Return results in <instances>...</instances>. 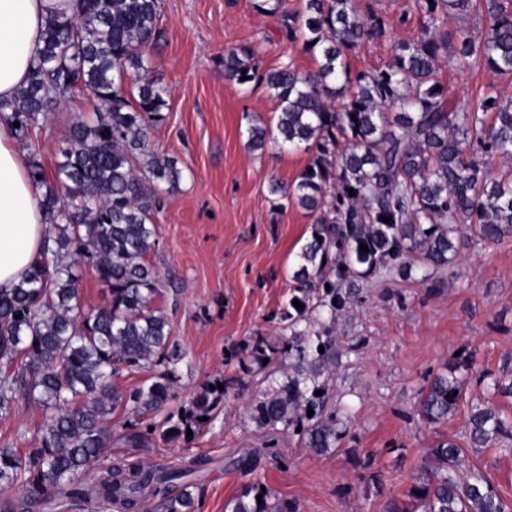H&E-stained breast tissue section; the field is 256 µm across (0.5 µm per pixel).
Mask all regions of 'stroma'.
<instances>
[{
  "mask_svg": "<svg viewBox=\"0 0 512 512\" xmlns=\"http://www.w3.org/2000/svg\"><path fill=\"white\" fill-rule=\"evenodd\" d=\"M257 2L161 0L160 38L149 62L168 90L151 141L183 171L178 190L164 194L154 216L157 245L148 256L160 275L152 305L168 317L186 353L166 411L183 409L216 380L228 388L191 439L136 451L116 445L105 462L173 466L206 456L209 465L191 489L197 512H224L256 485L296 502L299 512H392L407 503L424 449L460 436L471 407H493L512 422V397L492 386L512 380V240L464 239L456 265L424 283L377 277L361 283L336 319V367L321 376L341 415L335 448L317 454L292 433L257 429L246 402L262 390V378L244 373L240 361L255 337L290 340L287 323L275 315L288 306L296 254L314 224L295 204L274 208L269 184L294 182L312 156L272 145L248 149L253 120L270 119L278 102L264 87L225 81L224 54L248 46L264 71L287 61L303 72L317 68L316 54L285 37V13L301 12L304 0H284L280 15L258 12ZM409 2L354 0L384 17L399 39L420 32L419 15L399 21ZM441 79L460 97L512 91V76L485 67L446 70ZM95 116L77 93L34 132L17 131L16 140L51 176L72 123ZM451 367L465 382L466 399L444 422L428 423L418 414L419 393ZM44 419L41 406L20 400L0 418V448L27 455ZM243 457L252 461L246 472L237 467ZM466 465L485 473L512 507V437L469 453Z\"/></svg>",
  "mask_w": 512,
  "mask_h": 512,
  "instance_id": "obj_1",
  "label": "stroma"
}]
</instances>
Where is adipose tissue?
Masks as SVG:
<instances>
[{"mask_svg":"<svg viewBox=\"0 0 512 512\" xmlns=\"http://www.w3.org/2000/svg\"><path fill=\"white\" fill-rule=\"evenodd\" d=\"M71 0H0V99L25 84L50 15L70 13ZM29 156L14 125L0 121V289L17 284L41 251L48 226L29 176Z\"/></svg>","mask_w":512,"mask_h":512,"instance_id":"ef3b65f1","label":"adipose tissue"}]
</instances>
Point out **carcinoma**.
<instances>
[{
  "instance_id": "obj_1",
  "label": "carcinoma",
  "mask_w": 512,
  "mask_h": 512,
  "mask_svg": "<svg viewBox=\"0 0 512 512\" xmlns=\"http://www.w3.org/2000/svg\"><path fill=\"white\" fill-rule=\"evenodd\" d=\"M471 2L413 0L421 31L401 40L383 17L360 12L352 0H305L302 15L288 16V37L319 53L315 71L286 62L262 73L247 47L224 55L225 80L263 84L280 101L271 119L248 128V147L272 143L312 154L292 184L269 187L276 207L292 202L315 224L293 271V298L303 307L291 304L279 314L294 342L281 351V376L246 407L257 428L296 431L315 453L341 440L319 378L336 360L333 323L348 307L350 289L374 276L426 282L453 263L464 234L493 243L512 238V178L491 176L495 159H512V97H455L441 79L445 69L479 64L512 74V0H478L486 25L448 29V18ZM159 18L160 0H75L72 15L49 18L27 84L0 99V115L26 131L75 91L99 112L95 122L71 127L54 177L32 162L50 234L30 272L0 290V416L21 397L48 412L39 445L26 456L0 448V512L77 496L79 477L99 466L112 442L137 450L175 441L201 428L200 418L224 397L207 386L175 422L169 417L144 429L132 423L119 435L110 426L119 407L142 418L174 399L173 366L182 357L168 317L151 305L158 274L146 261L157 244L153 216L161 205L152 184L174 192L183 178L177 160L151 144L150 130L167 106L166 88L145 76ZM382 39L392 42V61L351 72L348 52ZM84 261L108 287L111 306L79 310L74 268ZM316 311L329 324L311 333L296 329ZM149 366L163 367L151 383L128 394L114 385L121 372ZM463 394L456 370L436 375L422 390L420 413L430 423L445 420ZM508 429L492 408L471 411L463 442L446 439L425 451L402 512H506L490 480L465 469V449L485 448ZM187 476L179 468L109 467L97 479L95 502L147 512L158 499L166 512H195ZM226 512L298 507L286 499L270 503L252 486Z\"/></svg>"
}]
</instances>
